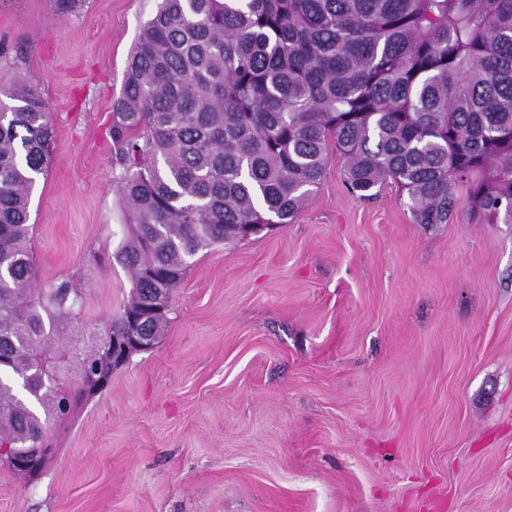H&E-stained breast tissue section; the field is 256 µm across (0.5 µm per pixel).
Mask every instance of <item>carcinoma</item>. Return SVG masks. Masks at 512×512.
<instances>
[{
	"label": "carcinoma",
	"mask_w": 512,
	"mask_h": 512,
	"mask_svg": "<svg viewBox=\"0 0 512 512\" xmlns=\"http://www.w3.org/2000/svg\"><path fill=\"white\" fill-rule=\"evenodd\" d=\"M0 100V449L61 419L33 360L45 318L82 295L35 297L30 203L55 129L40 90L11 78ZM112 166L128 224L115 261L127 302L70 341L79 382L110 336H159L165 303L216 243L248 224H288L320 184L331 147L362 199L394 182L417 224H446L462 186L474 220L512 224V0H160L112 104Z\"/></svg>",
	"instance_id": "carcinoma-1"
}]
</instances>
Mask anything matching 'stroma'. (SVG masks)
<instances>
[{
	"label": "stroma",
	"instance_id": "1",
	"mask_svg": "<svg viewBox=\"0 0 512 512\" xmlns=\"http://www.w3.org/2000/svg\"><path fill=\"white\" fill-rule=\"evenodd\" d=\"M159 0H0V73L56 137L31 196L36 290L83 292L59 336L130 291L112 104ZM415 223L361 199L331 153L291 223L200 251L154 346L115 368L37 481L0 466V512H512V224Z\"/></svg>",
	"mask_w": 512,
	"mask_h": 512
}]
</instances>
